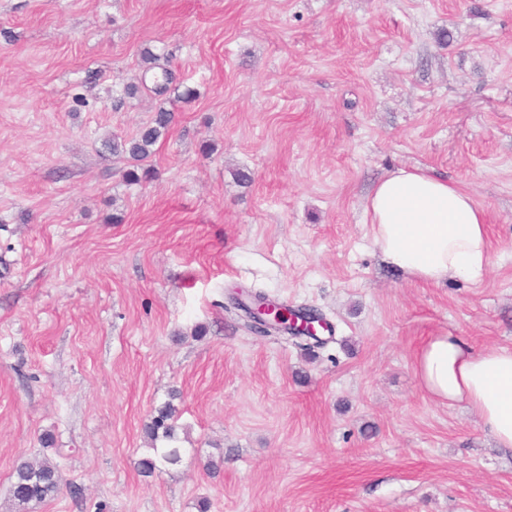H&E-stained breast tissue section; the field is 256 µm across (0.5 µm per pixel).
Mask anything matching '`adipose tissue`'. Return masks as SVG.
Masks as SVG:
<instances>
[{
    "instance_id": "1",
    "label": "adipose tissue",
    "mask_w": 512,
    "mask_h": 512,
    "mask_svg": "<svg viewBox=\"0 0 512 512\" xmlns=\"http://www.w3.org/2000/svg\"><path fill=\"white\" fill-rule=\"evenodd\" d=\"M370 235L384 260L418 282H481L490 262L485 210L459 185L420 167L398 168L367 196ZM424 391L444 405L466 404L497 443L512 447V349L478 351L447 333L415 355Z\"/></svg>"
}]
</instances>
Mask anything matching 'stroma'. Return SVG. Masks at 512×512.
Masks as SVG:
<instances>
[{"label":"stroma","mask_w":512,"mask_h":512,"mask_svg":"<svg viewBox=\"0 0 512 512\" xmlns=\"http://www.w3.org/2000/svg\"><path fill=\"white\" fill-rule=\"evenodd\" d=\"M161 107L128 184L108 142ZM415 166L485 209L481 283L372 243ZM256 288L325 345L255 335ZM437 333L512 348V0H0V512L35 456L67 486L33 512H512V447L420 387ZM174 390L182 460L143 474ZM145 58V63L148 64L145 69V74L151 72L152 78L150 91L158 97L165 96L172 90V85L175 82L174 74L166 68H163L160 72L154 71L155 67L150 65L155 64L156 60H158V56L153 53L147 51Z\"/></svg>","instance_id":"obj_1"}]
</instances>
